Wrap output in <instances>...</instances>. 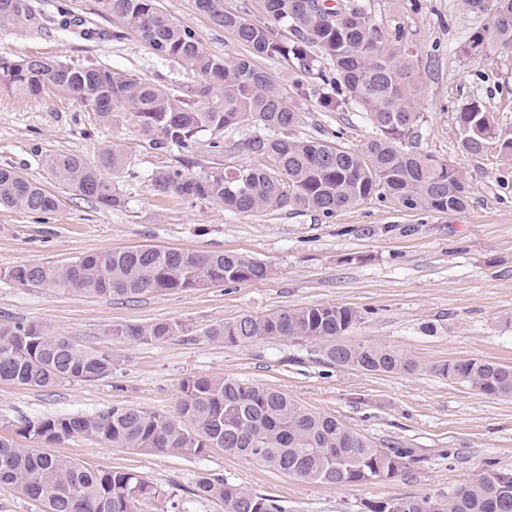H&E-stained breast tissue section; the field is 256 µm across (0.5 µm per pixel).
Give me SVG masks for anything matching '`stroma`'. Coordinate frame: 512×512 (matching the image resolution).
<instances>
[{
  "instance_id": "35a3bbf8",
  "label": "stroma",
  "mask_w": 512,
  "mask_h": 512,
  "mask_svg": "<svg viewBox=\"0 0 512 512\" xmlns=\"http://www.w3.org/2000/svg\"><path fill=\"white\" fill-rule=\"evenodd\" d=\"M51 18L64 11L80 27L19 30L0 24V56H48L131 73L169 88L189 82L178 65L133 36L117 39L95 0H30ZM174 21L192 27L211 53L235 57L246 48L200 12L196 0H158ZM377 18L399 16L424 65L417 110L418 147L453 162L471 184L463 212L405 210L385 191L325 218L314 211L238 213L158 192L156 171L183 152L151 149L131 119L99 124L70 97L22 99L0 90V166L30 179L47 177L44 159L77 152L96 158L111 141L123 144L128 167L116 181L119 209L71 198L58 211L32 214L0 208V268L64 261L87 252L164 246L201 253L232 252L271 268L264 280L168 291L130 299L57 295L0 281V324L49 325L61 336L112 352L117 367L95 382L50 389L0 383V415L11 420L91 414L112 405L173 413L181 382L224 376L270 387L302 406L335 416L378 447L405 448L412 460L399 477L361 487L305 483L214 448L200 456L143 454L75 438L53 454L103 471H135L179 504L181 512H222L194 495L197 475L224 477L279 500L288 512H368L371 503L402 496L434 498L476 482L489 469H512V398H495L445 378L436 365L455 358L512 366V188L498 182L496 150L472 157L459 145L456 112L479 97L512 134V53L461 59L457 46L490 16L464 0H373ZM293 137L341 140L363 148L374 130L362 112H324L299 99ZM345 304L360 320L349 343L384 344L415 359L410 373L372 374L331 365L318 344L275 338L253 345L215 343L206 331L242 314ZM176 321L183 332L159 341L113 338L126 324Z\"/></svg>"
}]
</instances>
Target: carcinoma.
<instances>
[{"mask_svg": "<svg viewBox=\"0 0 512 512\" xmlns=\"http://www.w3.org/2000/svg\"><path fill=\"white\" fill-rule=\"evenodd\" d=\"M199 11L232 33L247 54L226 58L206 51L196 32L174 22L156 0H96L97 14L112 19L113 36L133 33L159 57L193 80L177 89L98 65L28 57L0 58V89L20 98L58 94L77 100L103 125L129 115L154 150L191 151L200 134L209 147L223 144L224 131L253 125L260 132L243 142L253 160L188 171L156 172L161 193L204 201L239 213L314 210L326 218L358 206L383 189L409 211L450 214L466 209L470 185L453 164L416 149L413 92L420 60L406 27L383 21L370 0H262L267 20L254 21L224 9V0H196ZM491 12L488 26L458 46L462 58L512 52V0H467ZM36 21L26 0H0V24L23 28ZM265 58L288 70L284 87L255 64ZM326 112L355 107L376 136L365 150L317 137L292 138L283 131L299 121L289 92ZM460 146L473 157L498 149L499 186H512V138L500 132V117L472 99L456 115ZM127 158L112 144L98 158L50 154V180L72 195L107 208L124 205L115 185ZM112 171L107 178L103 170ZM62 200L46 183L0 167V207L36 214L55 212ZM270 268L235 253L136 247L86 253L69 261L22 263L0 268V280L20 288L87 297L196 290L217 284L264 280ZM360 319L346 305L281 309L242 315L215 324L216 342L251 345L272 338L324 343L332 364L381 374L411 372L417 362L385 345L339 341ZM183 330L178 322L119 325L112 336L146 343ZM112 352L77 344L39 322L0 326V383L52 388L112 376ZM443 377L488 396L512 397V366L463 359L435 366ZM0 488L40 503L44 512H142L164 497L133 471H102L69 457L46 453L41 444L76 437L145 454L199 456L210 448L244 456L305 482L360 487L392 480L408 468L410 452L385 451L333 416L308 410L287 394L217 376H192L180 385L173 415L136 406H112L87 415L39 420L0 418ZM194 494L218 502L224 512H287L277 500L220 476L203 473ZM429 496L398 497L371 505L370 512H424ZM443 512H512V470H493L462 486L441 503Z\"/></svg>", "mask_w": 512, "mask_h": 512, "instance_id": "1", "label": "carcinoma"}]
</instances>
